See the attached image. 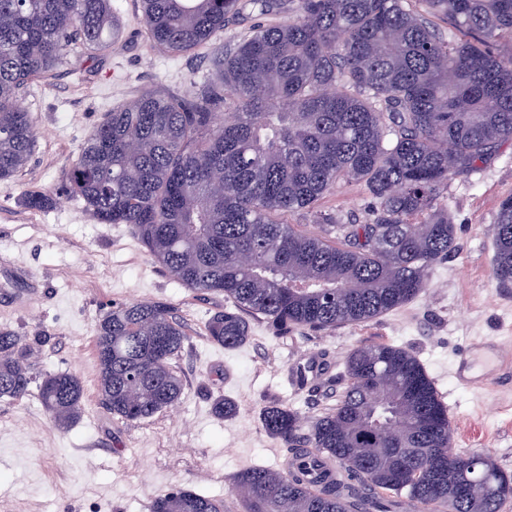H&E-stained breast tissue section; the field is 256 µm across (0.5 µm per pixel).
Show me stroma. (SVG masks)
<instances>
[{"label":"stroma","mask_w":512,"mask_h":512,"mask_svg":"<svg viewBox=\"0 0 512 512\" xmlns=\"http://www.w3.org/2000/svg\"><path fill=\"white\" fill-rule=\"evenodd\" d=\"M121 41L112 52L67 60L55 77L19 97L34 123L36 148L16 176L0 179V327L33 343L34 373L65 371L85 390L81 414L55 424L37 394L0 401V512H150L173 487L203 492L224 512H243L232 491L241 469L278 468L286 450L268 435L261 410L285 403L312 417L335 405L345 386L344 361L363 342L392 344L414 355L448 408L457 452L490 456L512 474V364L497 384L458 385L460 358L474 345L503 337L512 350V285L492 276L491 228L512 196V141L468 180L448 183L457 248L438 262L430 286L374 320L333 330L299 329L283 338L252 320L251 337L229 351L208 341L204 323L224 308L223 295H197L164 273L126 225L101 224L75 197L34 211L22 203L31 187L55 189L85 138L112 107L141 89L177 92L212 72L214 49L170 57L152 50L136 0H112ZM366 188L349 183L320 203L344 223L365 218ZM165 301L175 306L188 339L173 359L184 381L181 400L151 419L126 422L101 405L95 331L114 303ZM324 370L297 386L310 358ZM235 407L218 415L217 400Z\"/></svg>","instance_id":"obj_1"}]
</instances>
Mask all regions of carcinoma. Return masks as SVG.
<instances>
[{
  "label": "carcinoma",
  "mask_w": 512,
  "mask_h": 512,
  "mask_svg": "<svg viewBox=\"0 0 512 512\" xmlns=\"http://www.w3.org/2000/svg\"><path fill=\"white\" fill-rule=\"evenodd\" d=\"M260 16L214 59L211 79L182 96L145 89L107 114L62 172L101 224H124L162 271L194 293H222L206 336L243 346L252 319L279 338L298 328L361 324L429 286L457 247L448 181L466 179L512 141V0H251ZM240 0H138L152 49L209 47ZM446 19L448 31L435 20ZM119 38L112 0H0V178L19 173L36 146L17 103L68 56L109 51ZM224 107L219 112L217 108ZM363 184L362 224L333 223L319 202L344 182ZM30 189L24 204L49 207ZM299 211L336 239L285 222ZM493 278L512 283V197L492 226ZM188 333L164 301L112 305L95 354L105 409L153 417L184 392L171 360ZM31 344L0 328V399L36 380ZM336 405L307 420L284 404L260 421L297 467L239 471L245 512H500L512 475L488 456L451 453L448 408L402 348L362 343L346 361ZM41 401L66 426L83 407L80 379L46 372ZM322 459L350 480L315 494L303 486ZM480 480L486 495L469 493ZM151 512H224L190 489L160 493Z\"/></svg>",
  "instance_id": "1"
}]
</instances>
